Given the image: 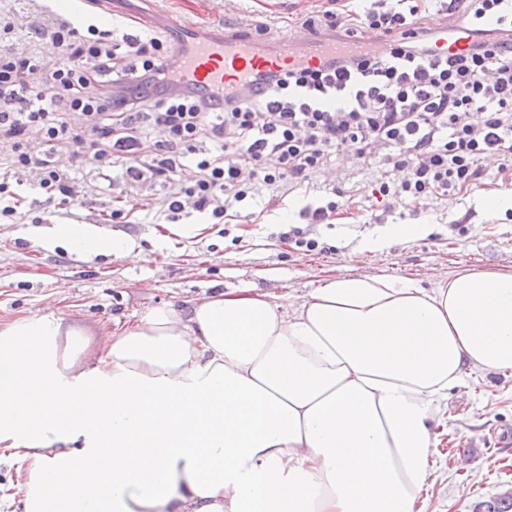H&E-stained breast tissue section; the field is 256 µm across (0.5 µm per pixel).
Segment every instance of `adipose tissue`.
<instances>
[{"mask_svg":"<svg viewBox=\"0 0 512 512\" xmlns=\"http://www.w3.org/2000/svg\"><path fill=\"white\" fill-rule=\"evenodd\" d=\"M48 239L141 258L93 224ZM64 322L0 325L23 512H428L443 401L512 370V267L216 288L116 319L93 352Z\"/></svg>","mask_w":512,"mask_h":512,"instance_id":"ef3b65f1","label":"adipose tissue"}]
</instances>
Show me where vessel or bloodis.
<instances>
[{"label": "vessel or blood", "instance_id": "b4317fda", "mask_svg": "<svg viewBox=\"0 0 512 512\" xmlns=\"http://www.w3.org/2000/svg\"><path fill=\"white\" fill-rule=\"evenodd\" d=\"M175 30L168 45L169 59L204 87L249 84L266 70L294 66L300 55L307 63H317L330 49L328 41L318 36L301 49L282 34L261 44L232 28L216 36L207 28L183 21L176 24Z\"/></svg>", "mask_w": 512, "mask_h": 512}]
</instances>
